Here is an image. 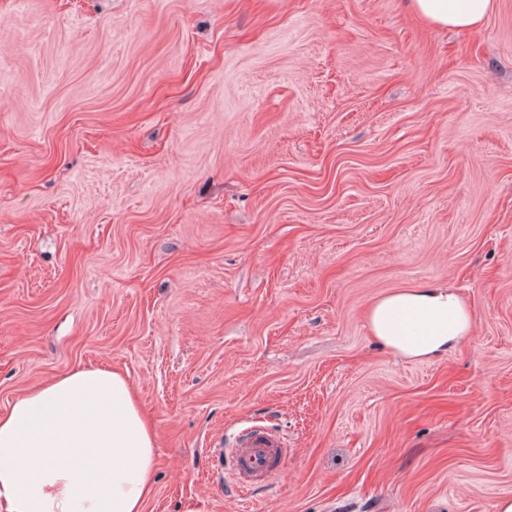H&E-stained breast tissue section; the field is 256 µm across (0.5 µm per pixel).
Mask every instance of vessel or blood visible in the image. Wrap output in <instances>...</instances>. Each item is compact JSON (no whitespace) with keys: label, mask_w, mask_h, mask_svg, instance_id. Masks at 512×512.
<instances>
[{"label":"vessel or blood","mask_w":512,"mask_h":512,"mask_svg":"<svg viewBox=\"0 0 512 512\" xmlns=\"http://www.w3.org/2000/svg\"><path fill=\"white\" fill-rule=\"evenodd\" d=\"M285 452L286 444L279 432L256 424L245 428L225 455L239 485L244 486L252 479L268 477L275 469V461Z\"/></svg>","instance_id":"obj_1"}]
</instances>
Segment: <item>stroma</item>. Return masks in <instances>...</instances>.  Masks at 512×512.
Segmentation results:
<instances>
[{
	"instance_id": "stroma-1",
	"label": "stroma",
	"mask_w": 512,
	"mask_h": 512,
	"mask_svg": "<svg viewBox=\"0 0 512 512\" xmlns=\"http://www.w3.org/2000/svg\"><path fill=\"white\" fill-rule=\"evenodd\" d=\"M447 283L438 361L364 310ZM127 375L146 512H496L512 497V0H0V413ZM261 423L281 473L216 449ZM411 11L424 22L456 31L480 28L496 0H408Z\"/></svg>"
}]
</instances>
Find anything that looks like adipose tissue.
I'll return each mask as SVG.
<instances>
[{"instance_id":"adipose-tissue-1","label":"adipose tissue","mask_w":512,"mask_h":512,"mask_svg":"<svg viewBox=\"0 0 512 512\" xmlns=\"http://www.w3.org/2000/svg\"><path fill=\"white\" fill-rule=\"evenodd\" d=\"M496 0H409L424 22L480 28ZM371 335L397 355L436 360L473 329L456 288L411 284L366 309ZM156 432L128 378L82 366L28 390L0 414V512H145Z\"/></svg>"}]
</instances>
